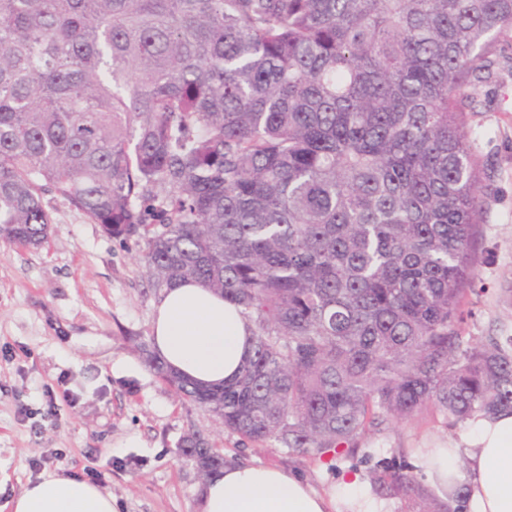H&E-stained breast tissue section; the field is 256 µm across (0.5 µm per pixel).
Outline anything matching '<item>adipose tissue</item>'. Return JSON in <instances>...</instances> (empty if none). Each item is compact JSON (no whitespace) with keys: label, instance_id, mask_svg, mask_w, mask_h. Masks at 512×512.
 Segmentation results:
<instances>
[{"label":"adipose tissue","instance_id":"1","mask_svg":"<svg viewBox=\"0 0 512 512\" xmlns=\"http://www.w3.org/2000/svg\"><path fill=\"white\" fill-rule=\"evenodd\" d=\"M252 326L232 303L187 281L166 289L153 317L152 342L165 363L205 386L231 382L251 351ZM450 448H418L417 467L436 485L467 489L466 512H512V414L475 417ZM13 512H116L98 485L42 473L12 502ZM199 512H384L358 477L321 494L288 471L234 464L211 476Z\"/></svg>","mask_w":512,"mask_h":512}]
</instances>
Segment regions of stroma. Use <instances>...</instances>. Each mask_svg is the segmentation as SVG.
I'll list each match as a JSON object with an SVG mask.
<instances>
[{
	"instance_id": "stroma-1",
	"label": "stroma",
	"mask_w": 512,
	"mask_h": 512,
	"mask_svg": "<svg viewBox=\"0 0 512 512\" xmlns=\"http://www.w3.org/2000/svg\"><path fill=\"white\" fill-rule=\"evenodd\" d=\"M468 92L476 109L467 129L484 168V233L464 328L486 338L512 334V38L497 41L491 78ZM42 201L52 219L42 247L0 242V512H12L53 449L64 454L56 472L83 479L101 471L117 512H197L205 480L180 453L191 434L232 463L278 466L326 493L349 474L371 483L379 460L445 448L467 433L431 407L320 458L243 440L146 365L161 290L145 273L143 242L109 237L55 192ZM49 387L69 397L58 418L33 429L19 409L42 408Z\"/></svg>"
}]
</instances>
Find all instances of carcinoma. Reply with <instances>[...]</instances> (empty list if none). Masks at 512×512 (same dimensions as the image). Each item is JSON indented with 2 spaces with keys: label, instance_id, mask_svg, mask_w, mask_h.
Masks as SVG:
<instances>
[{
  "label": "carcinoma",
  "instance_id": "cac0c4a2",
  "mask_svg": "<svg viewBox=\"0 0 512 512\" xmlns=\"http://www.w3.org/2000/svg\"><path fill=\"white\" fill-rule=\"evenodd\" d=\"M512 0H0V240L48 187L253 328L239 377L168 385L249 442L322 456L380 418L512 413V335L463 329L482 165L465 88ZM182 455L206 478L224 455ZM389 496L425 498L407 466Z\"/></svg>",
  "mask_w": 512,
  "mask_h": 512
}]
</instances>
